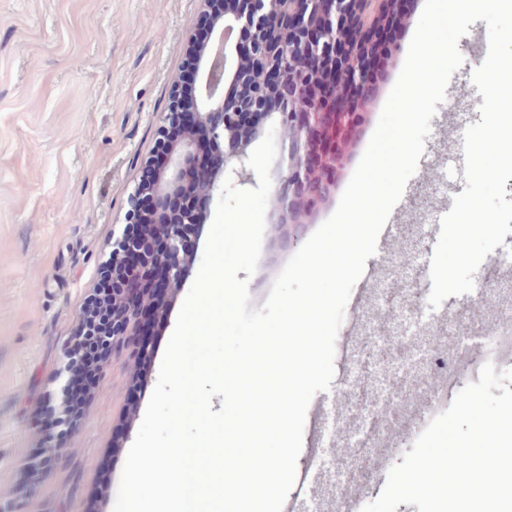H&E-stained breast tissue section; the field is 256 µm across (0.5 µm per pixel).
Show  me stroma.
<instances>
[{
  "label": "stroma",
  "instance_id": "1",
  "mask_svg": "<svg viewBox=\"0 0 512 512\" xmlns=\"http://www.w3.org/2000/svg\"><path fill=\"white\" fill-rule=\"evenodd\" d=\"M200 0H0V512H113L139 421H125L129 369L104 363L85 414L69 426L50 472L40 480L25 463L42 440L41 415L60 398L56 379L130 208L143 161L185 54ZM471 48L431 120L425 152L384 226H424L409 237L407 292L429 294L430 260L441 226L465 181L463 133L478 100L472 73L484 60L487 27L467 35ZM401 72L385 70L347 147L336 191L309 219L314 231L336 210ZM428 206L413 210L417 190ZM266 224L258 267L249 280L260 307L290 259ZM178 292L156 357L140 383L146 408L180 307ZM121 447H114V437Z\"/></svg>",
  "mask_w": 512,
  "mask_h": 512
}]
</instances>
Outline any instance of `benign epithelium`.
I'll return each mask as SVG.
<instances>
[{"label":"benign epithelium","instance_id":"7a95c632","mask_svg":"<svg viewBox=\"0 0 512 512\" xmlns=\"http://www.w3.org/2000/svg\"><path fill=\"white\" fill-rule=\"evenodd\" d=\"M187 37L186 85L175 79L148 176L140 177L112 247L109 354L130 351L131 387L147 374L154 336L197 257L196 238L226 178L254 183L256 116L284 132L272 171V223L298 247L311 214L336 187L363 115L336 103L365 87L372 63H394L391 34L409 0H201ZM174 200L176 206L164 207Z\"/></svg>","mask_w":512,"mask_h":512}]
</instances>
